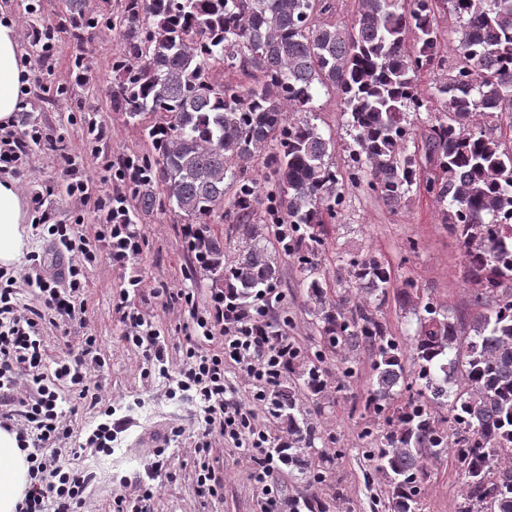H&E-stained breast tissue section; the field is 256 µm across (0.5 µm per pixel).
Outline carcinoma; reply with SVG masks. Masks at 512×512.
I'll return each instance as SVG.
<instances>
[{
    "instance_id": "1",
    "label": "carcinoma",
    "mask_w": 512,
    "mask_h": 512,
    "mask_svg": "<svg viewBox=\"0 0 512 512\" xmlns=\"http://www.w3.org/2000/svg\"><path fill=\"white\" fill-rule=\"evenodd\" d=\"M66 9L79 28L94 25L85 0ZM330 11L326 0H125L112 102L142 121L154 152L141 161L138 208L152 213L163 194L195 227L202 278L237 290L245 306L275 286L266 230L282 225L278 244L297 259L322 339L273 391L299 470L325 461L311 452L320 436L300 396L316 393L325 353L345 379L366 353L373 423L362 437L375 446L362 453L384 474V507L423 512L425 463L449 456L464 479L456 512H512V0H358L347 23ZM447 16L458 23L448 28L452 58ZM226 67L260 78L228 85ZM437 70L435 91L422 93L420 75ZM322 90L340 98L355 132L343 172L328 162L332 136L315 125ZM422 108L435 120L418 136L407 112ZM422 181L446 205L478 313L467 334L427 303L404 342L378 315L391 286L382 256L339 259L333 282L320 268L348 188L394 211ZM219 212L248 243L230 260L211 223Z\"/></svg>"
}]
</instances>
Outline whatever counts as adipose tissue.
<instances>
[{
	"label": "adipose tissue",
	"instance_id": "adipose-tissue-1",
	"mask_svg": "<svg viewBox=\"0 0 512 512\" xmlns=\"http://www.w3.org/2000/svg\"><path fill=\"white\" fill-rule=\"evenodd\" d=\"M30 72L22 59L16 25L0 18V126L13 123ZM31 204L9 179H0V269L18 265L30 247ZM26 451L17 434L0 428V512H16L31 487Z\"/></svg>",
	"mask_w": 512,
	"mask_h": 512
}]
</instances>
